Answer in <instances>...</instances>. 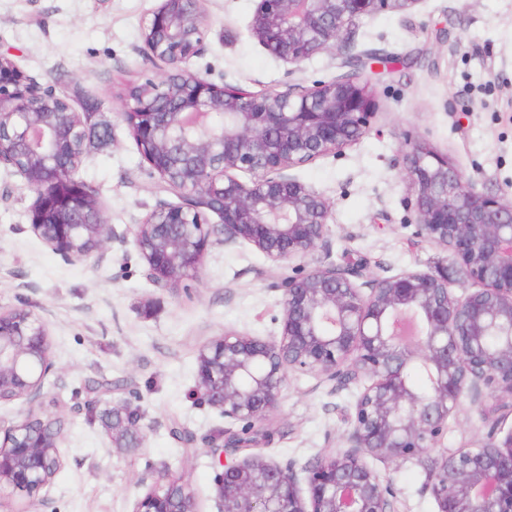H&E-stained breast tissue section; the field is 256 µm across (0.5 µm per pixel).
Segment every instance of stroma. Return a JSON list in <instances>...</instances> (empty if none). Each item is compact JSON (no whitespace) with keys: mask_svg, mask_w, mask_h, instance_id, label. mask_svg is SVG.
<instances>
[{"mask_svg":"<svg viewBox=\"0 0 512 512\" xmlns=\"http://www.w3.org/2000/svg\"><path fill=\"white\" fill-rule=\"evenodd\" d=\"M157 0H0V52L16 54L26 73L55 86L75 109L89 108L109 127L107 141L84 143L80 178L101 190L113 238L101 260L67 262L28 229L34 195L0 166V311L23 307L44 317L58 372L42 409L63 417L64 465L51 487L23 499L27 512H132L163 471L184 474L199 512H221L217 456L225 421L201 398L200 347L232 330L273 339L282 293L277 269L253 246L213 245L197 277L153 285L132 243L133 224L172 201L123 118L127 84L159 77L165 65L143 52L142 21ZM207 49L189 67L217 85L250 92L313 85L338 72L341 58L377 51L395 58L373 78L370 131L341 155L293 174L333 206L326 247L306 261L363 262L375 274L433 273L446 254L413 244L405 177L406 143L428 141L478 190L512 202V0H420L406 13L365 18L340 49L288 72L254 39L257 0H203ZM357 388L290 376L255 451L305 464L339 448ZM127 403L142 414L137 447L120 445L101 420ZM180 426L194 438L172 433ZM512 432V409L483 417L464 405L448 420L443 448H474L489 433ZM432 457L397 467L375 463L391 480L400 512H437L425 489Z\"/></svg>","mask_w":512,"mask_h":512,"instance_id":"obj_1","label":"stroma"}]
</instances>
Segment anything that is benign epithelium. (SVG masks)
Masks as SVG:
<instances>
[{"label": "benign epithelium", "mask_w": 512, "mask_h": 512, "mask_svg": "<svg viewBox=\"0 0 512 512\" xmlns=\"http://www.w3.org/2000/svg\"><path fill=\"white\" fill-rule=\"evenodd\" d=\"M201 0H157L143 21L144 43L167 70L148 79L123 112L131 136L163 188L177 197L133 229L146 277L160 287L197 275L208 247L246 242L281 270L279 335L226 331L197 356L202 398L224 419L219 495L223 512H400L392 483L370 467H398L439 447L448 418L487 393L512 401V203L480 192L424 140L407 143L414 237L449 252L476 289L458 295L448 274L372 275L362 263L328 262L288 274L325 241L331 205L290 171L356 144L376 107L368 60L309 87L254 93L218 86L188 68L205 51ZM420 0H257L251 35L288 73L338 48L380 11L404 12ZM224 113V121L205 118ZM85 140L67 97L17 64L0 66V165L34 193L30 231L67 261L100 260L112 239L102 209L88 204L76 177ZM250 175L242 181L238 173ZM217 222H211V217ZM501 337L490 348L484 338ZM421 368L425 388L409 374ZM56 372L43 317L0 311V403H40ZM355 385L345 446L326 448L302 467L239 454L266 437L261 424L280 404L289 374ZM142 414L112 407V433L133 436ZM57 419L29 414L0 437V498L30 496L62 466ZM427 490L438 512H512V433L490 432L478 448L435 460ZM133 512H198L191 485L164 473Z\"/></svg>", "instance_id": "benign-epithelium-1"}]
</instances>
